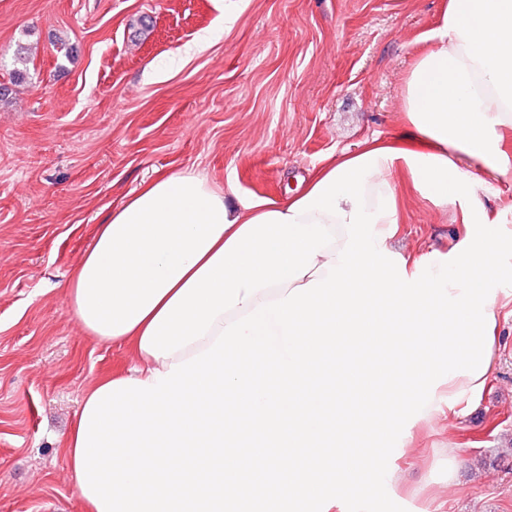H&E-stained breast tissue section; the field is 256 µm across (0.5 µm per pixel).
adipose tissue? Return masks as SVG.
I'll return each instance as SVG.
<instances>
[{
    "mask_svg": "<svg viewBox=\"0 0 512 512\" xmlns=\"http://www.w3.org/2000/svg\"><path fill=\"white\" fill-rule=\"evenodd\" d=\"M404 129L364 140L359 153L399 148L435 154L460 172L479 170L512 184V0H444L428 45L415 57L402 88ZM364 197L400 194L412 179L404 159H378ZM292 198L252 196L227 205L201 174L184 171L146 182L99 225L66 288L82 331L101 343L129 342L139 364L131 378L156 373L212 346L227 324L260 303L285 298L292 283L258 292L217 316L207 335L166 358L140 347L148 325L243 224L266 212H287Z\"/></svg>",
    "mask_w": 512,
    "mask_h": 512,
    "instance_id": "obj_1",
    "label": "adipose tissue"
}]
</instances>
